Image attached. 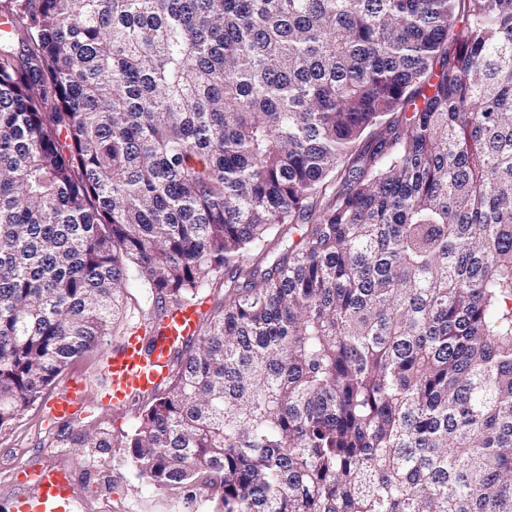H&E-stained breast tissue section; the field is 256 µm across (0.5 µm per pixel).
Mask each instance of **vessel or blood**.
Segmentation results:
<instances>
[{
	"mask_svg": "<svg viewBox=\"0 0 512 512\" xmlns=\"http://www.w3.org/2000/svg\"><path fill=\"white\" fill-rule=\"evenodd\" d=\"M203 303L166 311L152 328H133L120 347L106 359L105 407L117 409L135 397L155 392L169 374L174 347L193 336L203 313ZM83 385L75 382L49 405L52 415L66 417L82 406ZM32 491L17 495L12 512H82L69 472L60 466L33 471Z\"/></svg>",
	"mask_w": 512,
	"mask_h": 512,
	"instance_id": "b4317fda",
	"label": "vessel or blood"
}]
</instances>
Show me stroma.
<instances>
[{
	"instance_id": "35a3bbf8",
	"label": "stroma",
	"mask_w": 512,
	"mask_h": 512,
	"mask_svg": "<svg viewBox=\"0 0 512 512\" xmlns=\"http://www.w3.org/2000/svg\"><path fill=\"white\" fill-rule=\"evenodd\" d=\"M152 310L151 296L140 291L137 301L129 302L110 325L98 348L77 358L40 399L0 429V512H11L13 498L24 492L18 480L21 470L55 463L69 468L74 491L87 504V512H213L214 503L205 491L158 488L142 482L120 446L75 445L79 438L96 436L105 428L117 437L135 426L142 401H132L119 410L101 405L103 365L130 329L151 322ZM75 379L86 385L83 413L69 419L47 417L43 412L47 400Z\"/></svg>"
}]
</instances>
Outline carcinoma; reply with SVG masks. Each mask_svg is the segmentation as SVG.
I'll list each match as a JSON object with an SVG mask.
<instances>
[{
	"mask_svg": "<svg viewBox=\"0 0 512 512\" xmlns=\"http://www.w3.org/2000/svg\"><path fill=\"white\" fill-rule=\"evenodd\" d=\"M0 20V428L133 290L162 314L222 287L122 436L143 482L512 512V0Z\"/></svg>",
	"mask_w": 512,
	"mask_h": 512,
	"instance_id": "cac0c4a2",
	"label": "carcinoma"
}]
</instances>
